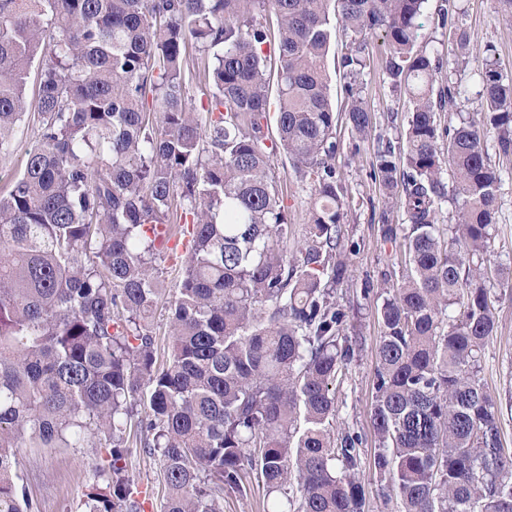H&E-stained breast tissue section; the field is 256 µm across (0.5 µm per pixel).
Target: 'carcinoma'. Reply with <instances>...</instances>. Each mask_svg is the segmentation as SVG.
I'll use <instances>...</instances> for the list:
<instances>
[{
	"label": "carcinoma",
	"mask_w": 512,
	"mask_h": 512,
	"mask_svg": "<svg viewBox=\"0 0 512 512\" xmlns=\"http://www.w3.org/2000/svg\"><path fill=\"white\" fill-rule=\"evenodd\" d=\"M426 3L0 0V156L29 112L39 127L0 192V512H37L18 449L91 440L104 462L79 512H140L120 465L133 432L161 463L164 512H224L254 478L267 512H366L362 437L334 432L336 380L355 346L336 302L346 190L326 75L335 20L352 33V137L371 125L359 87L368 34L382 33L385 70L410 102L401 141L379 139L371 171L405 216L381 215L405 259L399 283L381 287L370 413L379 495L396 512H512V449L479 377L497 328L483 260L500 177L476 121L437 123L455 89H435L444 60L422 46ZM267 10L281 62L273 139L270 28L257 18ZM192 57L207 75L204 125L187 108ZM479 77L498 153L512 161V79L487 49ZM278 146L315 190L291 253L270 177ZM449 200L456 222L441 224ZM187 220L160 368L146 323L153 262Z\"/></svg>",
	"instance_id": "cac0c4a2"
}]
</instances>
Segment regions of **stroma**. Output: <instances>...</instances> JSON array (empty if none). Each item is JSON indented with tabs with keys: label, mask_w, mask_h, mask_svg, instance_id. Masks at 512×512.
Instances as JSON below:
<instances>
[{
	"label": "stroma",
	"mask_w": 512,
	"mask_h": 512,
	"mask_svg": "<svg viewBox=\"0 0 512 512\" xmlns=\"http://www.w3.org/2000/svg\"><path fill=\"white\" fill-rule=\"evenodd\" d=\"M447 9L448 23L440 25V9ZM424 32L444 58L446 65L439 86L453 85L458 94L441 113L442 126L457 125L462 117L480 111L479 59L460 53L449 36L461 29L472 43L494 48V58L504 76H512V17L501 12L497 0H427L422 16ZM349 41L344 30H337L328 60L330 101L336 113L347 105L345 86L348 77L341 64ZM371 64L361 78L363 98L373 115V129L360 147H353L349 127L336 124L339 150L334 166L347 194V215L343 229L347 239L357 245L348 253L349 278L336 290V300L350 314V335L359 343L348 361L346 375L336 387L337 429L360 433L365 459L358 477L369 502L368 512H388L378 495L379 482L369 461L376 445L370 425L374 396L376 347L381 328L377 310L383 302L378 286L383 281L401 277L403 249L385 241L381 213H388L392 223L404 221L402 209L386 206L378 183L370 177L378 138L396 139L407 121V99L395 91L382 59L385 53L381 34L368 40ZM501 179L498 211L495 216L494 242L485 257V265L494 270L512 264V162L491 154ZM272 174L283 196L293 240H300L309 221L314 186L300 178L282 152L271 158ZM184 248L175 246L160 252L154 265L161 291L149 321L155 337L158 362H165L169 352V324L166 307L185 273ZM498 329L487 345L480 377L502 408L501 427L505 447L512 448V296L502 295L497 305ZM19 467L26 489L39 512H77V506L92 483L91 465L97 460L94 448H23L18 452ZM127 473L135 487L146 488L143 512H162L164 490L157 458L134 451L126 461Z\"/></svg>",
	"instance_id": "obj_1"
}]
</instances>
